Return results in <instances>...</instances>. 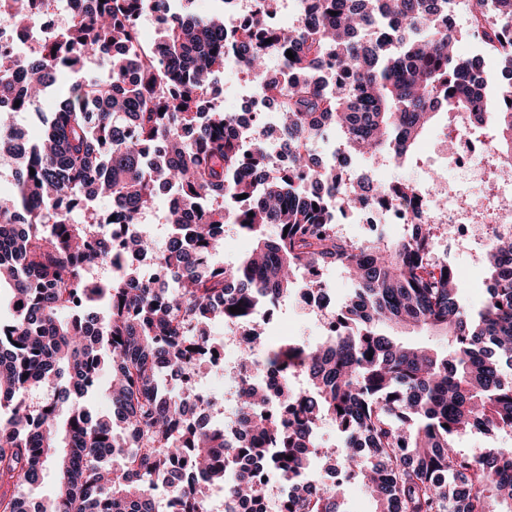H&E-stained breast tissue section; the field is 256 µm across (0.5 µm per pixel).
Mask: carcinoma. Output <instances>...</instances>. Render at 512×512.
Instances as JSON below:
<instances>
[{"mask_svg": "<svg viewBox=\"0 0 512 512\" xmlns=\"http://www.w3.org/2000/svg\"><path fill=\"white\" fill-rule=\"evenodd\" d=\"M43 2L0 0V20L23 31ZM89 2L38 54L0 63V153L18 166L13 190H0V291L10 296L0 314V512H157L163 479L193 506L221 485L224 512H269L260 468L282 479L276 512H345L344 480L307 481L313 461L330 455L345 480L362 479L375 512H497L494 503L512 512V448L456 449L473 431L512 433V237L486 249L474 311L436 255L434 225L385 243L334 223L335 208L354 212L370 196L405 203L417 186L365 171L346 187L334 158L316 151L337 138L351 155L406 159L438 110L458 109L474 114L472 134L493 133L501 173L511 170L512 0H468L459 32L448 25L452 0H318V12L271 43L253 25L226 29L222 10L172 11L154 58L135 52V16L167 0ZM370 30L376 38L363 41ZM472 33L476 55L451 50ZM227 47L259 84L268 50L281 60L285 81L272 90L286 175H270L259 132L199 109ZM487 57L503 78L494 101ZM97 58L107 74L65 86L57 110L38 113L39 137L26 139L12 114ZM325 68L347 82L323 86ZM164 192L176 206L156 284L133 259L150 249L151 231L113 253L98 202L132 222ZM226 224L251 242L233 266L215 261ZM333 268L353 285L335 336L244 349L246 360L298 372L300 384L277 386L286 415L267 413L266 389H242L251 441L239 454L249 466L212 454L225 447L224 422L190 421L191 396L167 384L184 325L200 348L225 322L252 331L299 270ZM237 305L243 313L230 312ZM411 328L443 332L447 350L400 341ZM105 371L112 409L94 418L81 401ZM324 421L342 437L330 455L318 441ZM49 467L54 495L32 507L19 489Z\"/></svg>", "mask_w": 512, "mask_h": 512, "instance_id": "cac0c4a2", "label": "carcinoma"}]
</instances>
